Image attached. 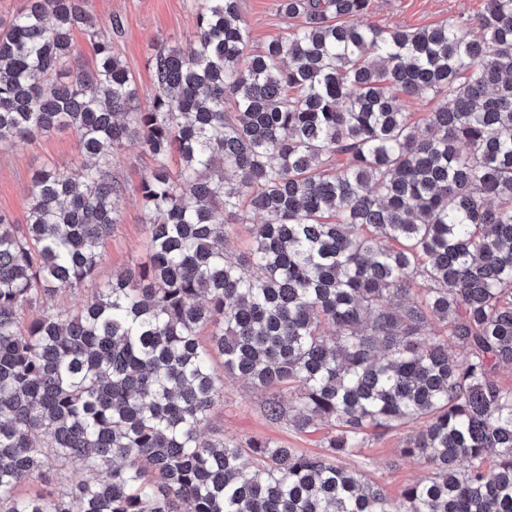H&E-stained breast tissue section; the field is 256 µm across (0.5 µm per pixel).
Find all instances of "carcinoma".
<instances>
[{
  "mask_svg": "<svg viewBox=\"0 0 512 512\" xmlns=\"http://www.w3.org/2000/svg\"><path fill=\"white\" fill-rule=\"evenodd\" d=\"M195 2L146 103L110 41L69 69L91 0L0 32V145L72 130L88 158L34 172L24 223L0 212V512H512V0L415 30L278 0L287 36L257 51L239 0ZM132 140L147 261L99 282ZM233 379L329 427L321 451L206 435ZM404 427L430 474L393 499L343 461ZM51 459L92 478L22 493Z\"/></svg>",
  "mask_w": 512,
  "mask_h": 512,
  "instance_id": "cac0c4a2",
  "label": "carcinoma"
}]
</instances>
